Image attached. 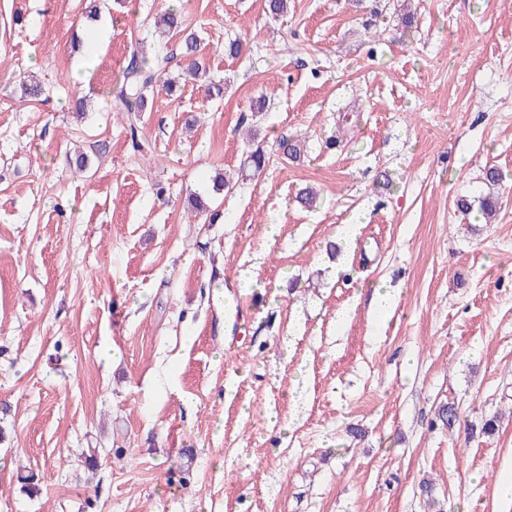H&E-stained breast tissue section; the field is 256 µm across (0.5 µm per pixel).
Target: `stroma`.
Listing matches in <instances>:
<instances>
[{"instance_id":"35a3bbf8","label":"stroma","mask_w":512,"mask_h":512,"mask_svg":"<svg viewBox=\"0 0 512 512\" xmlns=\"http://www.w3.org/2000/svg\"><path fill=\"white\" fill-rule=\"evenodd\" d=\"M138 45L146 153L110 94ZM509 473L512 0H0V512H512Z\"/></svg>"}]
</instances>
